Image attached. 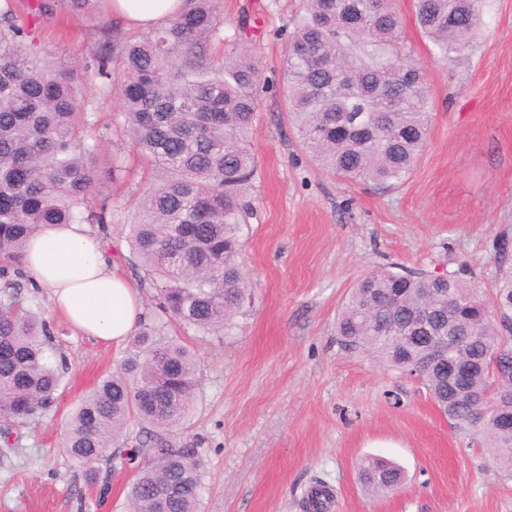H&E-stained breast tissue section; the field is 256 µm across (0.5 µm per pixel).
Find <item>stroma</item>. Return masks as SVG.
I'll use <instances>...</instances> for the list:
<instances>
[{
  "label": "stroma",
  "mask_w": 512,
  "mask_h": 512,
  "mask_svg": "<svg viewBox=\"0 0 512 512\" xmlns=\"http://www.w3.org/2000/svg\"><path fill=\"white\" fill-rule=\"evenodd\" d=\"M401 49L425 68L432 102L427 143L403 183L347 182L316 167L287 114L283 58L300 0H224V36L251 49L259 72L251 149L259 162L254 215L244 230L242 274L251 302L229 335H205L166 320L126 234L145 183L103 181L110 198L113 268L138 289L144 325L161 324L196 352L195 406L180 432L198 448L204 484L199 512H302L315 481L334 493L329 512H512V479L494 466L475 428L444 416L410 376L345 350L336 315L352 285L377 267L463 270L482 291L497 271L493 244L512 234V0H483L477 36L443 58L418 28L413 0H397ZM102 11L59 13L42 44L52 57L85 63ZM87 71L77 99L90 139L104 155L131 154L113 122L119 97L100 96ZM31 310L47 321L66 359L53 407L32 427L0 438V512H128L125 456L146 434L130 424L123 446L100 461L111 492L98 499L59 443L70 409L130 357L131 343L81 336L25 283ZM390 460L402 486L373 496L356 464Z\"/></svg>",
  "instance_id": "stroma-1"
}]
</instances>
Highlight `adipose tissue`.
Segmentation results:
<instances>
[{
    "instance_id": "adipose-tissue-1",
    "label": "adipose tissue",
    "mask_w": 512,
    "mask_h": 512,
    "mask_svg": "<svg viewBox=\"0 0 512 512\" xmlns=\"http://www.w3.org/2000/svg\"><path fill=\"white\" fill-rule=\"evenodd\" d=\"M179 0H112V12L126 24L149 28L175 12ZM25 269L46 288L54 310L80 334L120 345L144 318L131 283L111 267L104 247L82 224H54L34 232Z\"/></svg>"
}]
</instances>
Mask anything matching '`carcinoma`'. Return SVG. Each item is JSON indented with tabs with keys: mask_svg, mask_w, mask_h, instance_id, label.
I'll return each instance as SVG.
<instances>
[{
	"mask_svg": "<svg viewBox=\"0 0 512 512\" xmlns=\"http://www.w3.org/2000/svg\"><path fill=\"white\" fill-rule=\"evenodd\" d=\"M105 0L0 3V420H32L55 402L63 362L51 360L54 336L24 305L21 282L29 236L48 224H95L104 239L107 201L95 202L102 177L125 171L118 157L101 169L99 144L83 137L76 87L81 65L40 54L34 36L62 5L72 16ZM177 14L136 39L111 28L95 33L103 94L120 91L121 129L150 178L137 202L127 243L156 285L165 315L204 334L228 332L248 284L239 268L243 231L253 216L258 160L248 147L258 74L250 54L217 59L224 41L220 0H181ZM479 0H415L416 19L443 57L464 50L479 23ZM348 24L336 0H304L284 58L289 116L303 146L326 173L349 182L396 185L422 152L431 119L424 67L399 47L396 0H358ZM356 91L336 95V86ZM492 304L455 272L378 269L358 280L336 321L341 345L378 365L417 377L441 413L470 425L471 410L512 396V273L498 268ZM134 356L98 381L72 408L60 448L85 467L87 484L108 486L94 464L132 421L148 429L152 455L127 484L131 512H197L199 452L177 441L193 407V350L157 326L134 336ZM437 346L448 363L427 359ZM467 365L462 375L451 366ZM512 401L481 422L497 466L512 475V433L498 430ZM366 490L384 495L401 482L378 458L359 465ZM329 492L311 491L321 512Z\"/></svg>",
	"mask_w": 512,
	"mask_h": 512,
	"instance_id": "cac0c4a2",
	"label": "carcinoma"
}]
</instances>
